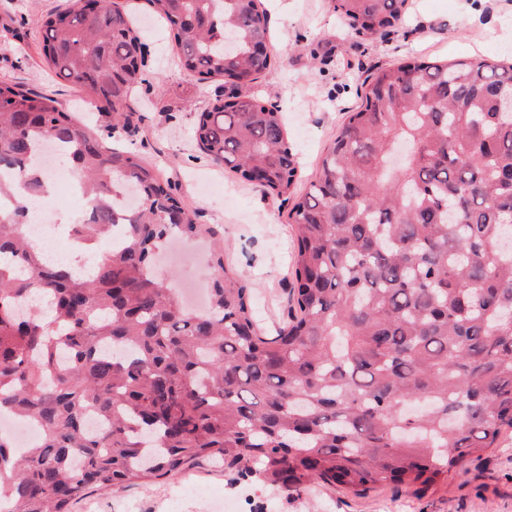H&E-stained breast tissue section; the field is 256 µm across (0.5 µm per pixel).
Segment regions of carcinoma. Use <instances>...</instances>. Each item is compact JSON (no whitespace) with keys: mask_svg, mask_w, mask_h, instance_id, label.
<instances>
[{"mask_svg":"<svg viewBox=\"0 0 512 512\" xmlns=\"http://www.w3.org/2000/svg\"><path fill=\"white\" fill-rule=\"evenodd\" d=\"M149 0L180 67L255 76L262 0ZM407 0H335L359 36L386 35ZM56 78L124 120L141 80L131 15L68 0L38 20ZM291 213L288 321L263 335L251 297L155 166L52 97L0 78V414L39 444L0 437L11 512H71L85 492L167 480L199 459L300 495L430 486L512 433V65L412 59L377 68ZM215 163L278 197L295 176L282 113L250 94L196 113ZM87 190L88 275L52 263L23 231L36 138ZM136 206L119 211L113 193ZM206 239L209 309L185 308L155 258ZM93 410L104 420L86 430ZM1 437L9 440L18 453L31 448L39 439V431L28 420L16 415H1Z\"/></svg>","mask_w":512,"mask_h":512,"instance_id":"carcinoma-1","label":"carcinoma"}]
</instances>
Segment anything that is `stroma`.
Returning a JSON list of instances; mask_svg holds the SVG:
<instances>
[{
	"instance_id": "1",
	"label": "stroma",
	"mask_w": 512,
	"mask_h": 512,
	"mask_svg": "<svg viewBox=\"0 0 512 512\" xmlns=\"http://www.w3.org/2000/svg\"><path fill=\"white\" fill-rule=\"evenodd\" d=\"M131 1L142 12L146 48L143 80L130 96L132 130L113 127L110 113L54 79L39 55L37 18L64 8L66 0H0V77L53 96L83 113L101 136L153 162L197 223L223 236L225 259L243 274L267 336L288 319L290 210L348 113L360 105L366 78L378 67L420 57L496 64L512 58V0H409L401 26L371 42L353 34L334 12V0H263L271 63L253 93L261 103L278 105L288 126L296 175L281 200L216 165L199 147L194 115L223 94L224 81L202 82L181 70L147 0H116L121 7ZM228 500L237 512H512V441L428 488L387 486L355 495L314 487L288 498L201 461L163 482L88 491L71 512H224Z\"/></svg>"
}]
</instances>
